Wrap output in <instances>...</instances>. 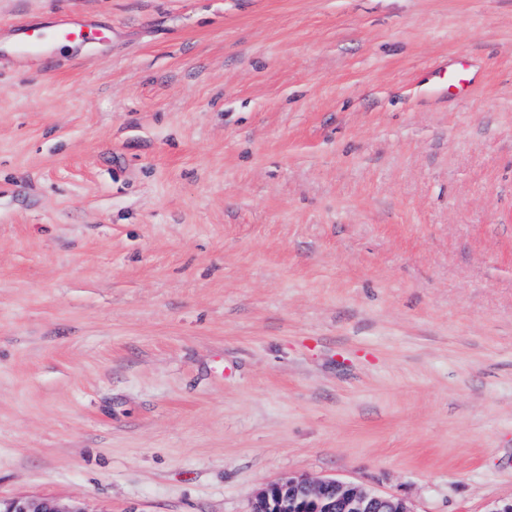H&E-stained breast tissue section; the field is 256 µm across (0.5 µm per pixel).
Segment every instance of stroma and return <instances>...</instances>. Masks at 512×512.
Listing matches in <instances>:
<instances>
[{
    "instance_id": "1",
    "label": "stroma",
    "mask_w": 512,
    "mask_h": 512,
    "mask_svg": "<svg viewBox=\"0 0 512 512\" xmlns=\"http://www.w3.org/2000/svg\"><path fill=\"white\" fill-rule=\"evenodd\" d=\"M72 14L111 40L0 70V499H512V0H0V47ZM476 82L468 62L448 70V90H455L458 96L465 95ZM251 512H413L401 499L336 479L288 476L265 485Z\"/></svg>"
}]
</instances>
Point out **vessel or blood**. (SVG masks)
<instances>
[{"label": "vessel or blood", "instance_id": "obj_1", "mask_svg": "<svg viewBox=\"0 0 512 512\" xmlns=\"http://www.w3.org/2000/svg\"><path fill=\"white\" fill-rule=\"evenodd\" d=\"M16 40L13 50L0 54V66L11 56L43 57L52 53L60 44H80L86 42L94 33L93 28L78 20L64 21L51 27L30 22L19 23L16 27ZM476 82L469 63H462L448 72V86L456 95H464Z\"/></svg>", "mask_w": 512, "mask_h": 512}]
</instances>
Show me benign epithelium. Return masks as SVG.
Masks as SVG:
<instances>
[{"mask_svg":"<svg viewBox=\"0 0 512 512\" xmlns=\"http://www.w3.org/2000/svg\"><path fill=\"white\" fill-rule=\"evenodd\" d=\"M0 512H86L51 499L16 498ZM251 512H413L401 499L336 479L288 476L258 490Z\"/></svg>","mask_w":512,"mask_h":512,"instance_id":"obj_1","label":"benign epithelium"}]
</instances>
